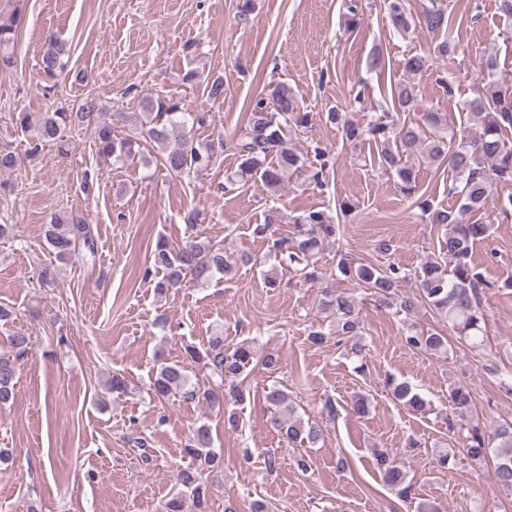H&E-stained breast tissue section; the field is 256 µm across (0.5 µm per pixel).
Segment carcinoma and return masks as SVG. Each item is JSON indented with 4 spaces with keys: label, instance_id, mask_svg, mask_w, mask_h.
Listing matches in <instances>:
<instances>
[{
    "label": "carcinoma",
    "instance_id": "cac0c4a2",
    "mask_svg": "<svg viewBox=\"0 0 512 512\" xmlns=\"http://www.w3.org/2000/svg\"><path fill=\"white\" fill-rule=\"evenodd\" d=\"M387 12L392 29L402 35L420 27L438 33L433 53L443 59L455 56L458 42L453 35V25L448 8L432 0V7L420 18H413L406 10L405 0H387ZM65 49L51 38L42 54L40 70L53 78L65 70ZM428 58L411 54L403 61L406 73L416 75L426 71ZM497 60L493 56L482 65L488 82L484 92L464 101L461 111L468 115L475 126L456 127L454 122L439 112L427 109L416 87L398 83L392 92L394 113L383 121L367 125L358 124L342 113H326V121L342 130L343 137L351 143L368 141L377 147L382 168L396 176L402 192L414 196L418 189L416 170L411 160H444L452 171L450 193L461 198L457 211L432 209L430 202H420L423 211L431 212V221L444 228L443 246L453 268L433 257L426 258L415 272L416 291L402 293L400 288L409 280V274L398 266L382 268L370 261L342 258L336 269L345 278H351L370 291L376 306L389 307L398 302L400 310L411 314L425 302L448 325V332L441 330H411L402 336L405 345L425 354L448 352L449 333L470 342L475 350L485 346L486 319L481 295L493 288L471 260L472 245L488 236L489 225L469 221L472 213L484 208L493 199L494 187L500 183L512 184V142L503 135L512 127V91L502 89L493 80ZM311 115L300 109L295 91L285 83L269 89L267 96L258 99L251 110L246 125L240 128L235 139V149L241 159L236 178H246L261 172L263 186L269 192L280 189L283 178L290 171L312 168V178L323 174L327 161L326 150L316 147L313 155L302 154L292 145L288 133L305 127ZM204 122V116L186 112L182 101L172 97L149 96L141 101V112L135 136L118 138L114 126L99 120L98 106L86 100L75 112H18L16 124L24 132L33 133L27 155L34 157L44 147L54 145L62 151L74 130L90 129L98 146L99 155L120 159L134 154V145L151 141L161 150L158 162L169 173L182 176L199 173L215 162L213 149L198 145L188 135V126ZM275 157V164L265 165L268 156ZM292 236L274 240L273 247L287 253L286 261L298 266V272L310 282L322 278L315 255L323 242L336 234L332 216L322 210H309L292 217ZM45 241L58 260L95 257L97 239L92 225L81 218L59 213L52 223L45 225ZM250 259L235 258L224 252V247L194 233L188 225V236L178 244L159 238L151 252L149 265L142 279L154 282L160 294L176 291L193 282L203 286L220 275L227 280L235 277L239 265ZM323 309L336 316V333L354 340L360 337L358 317L360 304L356 297L345 291H323ZM8 348L0 352V406L8 404L15 395L18 361L28 356L31 337L14 331L7 337ZM188 358L210 370L216 382L208 387L191 382L187 365L180 362H163L156 370L150 390L155 399L163 401L179 394L191 401H199L210 410L224 415V427L236 431L240 428V415L227 410L229 403L246 400L244 381L257 356L255 342L244 340L233 349L224 348V333L217 331L200 349L193 345L185 348ZM388 388L395 400L413 412H421L424 399L413 391L411 385L391 378ZM285 386L274 383L265 391V401L270 408V425L290 444L313 442L318 437L314 426H305L294 415L288 402ZM448 403L458 415L469 416L474 408L471 387L455 384L448 389ZM460 452L473 461L489 453L497 459L495 481L506 492L512 493V423L496 432H484L475 424L463 438ZM184 453L196 462L195 467L179 469L175 473L178 493L165 504V512H182L183 497L192 499L196 512H209L211 486L204 471L217 469L221 455L214 449V440L207 425L198 426ZM380 465L386 485L397 491L402 500L411 498L412 486L406 482L405 462L396 455L380 454Z\"/></svg>",
    "mask_w": 512,
    "mask_h": 512
}]
</instances>
